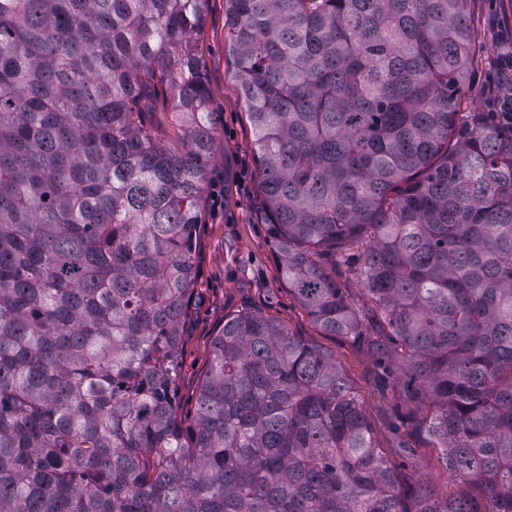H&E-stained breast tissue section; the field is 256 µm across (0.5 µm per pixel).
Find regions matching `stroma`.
I'll use <instances>...</instances> for the list:
<instances>
[{"label": "stroma", "instance_id": "35a3bbf8", "mask_svg": "<svg viewBox=\"0 0 512 512\" xmlns=\"http://www.w3.org/2000/svg\"><path fill=\"white\" fill-rule=\"evenodd\" d=\"M225 0H207L206 24L196 38L214 114L213 157L202 199L194 254L195 295L184 336L179 377V413L192 418L208 369L211 343L227 318L252 310L323 347L361 397L377 443L395 466L402 489L436 499L478 496V489L453 477L441 451L417 430L381 380L372 357L341 336H327L289 292L269 235L259 167L246 106L224 48ZM474 26L481 44L461 109L490 112L512 99V0H476ZM407 453H400L399 444Z\"/></svg>", "mask_w": 512, "mask_h": 512}]
</instances>
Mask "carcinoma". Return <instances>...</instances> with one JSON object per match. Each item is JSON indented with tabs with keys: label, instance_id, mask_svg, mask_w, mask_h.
Segmentation results:
<instances>
[{
	"label": "carcinoma",
	"instance_id": "carcinoma-1",
	"mask_svg": "<svg viewBox=\"0 0 512 512\" xmlns=\"http://www.w3.org/2000/svg\"><path fill=\"white\" fill-rule=\"evenodd\" d=\"M473 2L227 0L224 23L288 291L482 496L409 505L336 361L258 312L178 414L206 0H0V512H512V121L459 122ZM168 90L165 86H158L154 92V103L156 110L152 113V120L158 124L159 132L162 137H171L176 139L179 133V127L175 124L168 108ZM336 279L339 281L343 288H347V292L350 295L351 300L354 302L357 308L363 309L365 305V298L360 290L359 285L354 278L347 271V264L344 262H337L336 259Z\"/></svg>",
	"mask_w": 512,
	"mask_h": 512
}]
</instances>
